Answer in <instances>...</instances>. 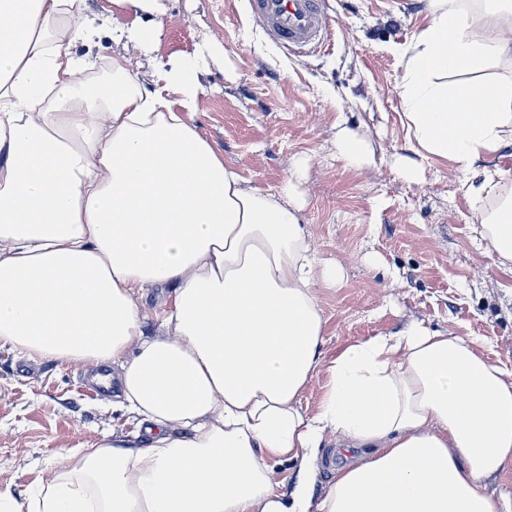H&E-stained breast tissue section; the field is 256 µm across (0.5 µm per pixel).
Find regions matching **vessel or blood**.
<instances>
[{
	"label": "vessel or blood",
	"instance_id": "obj_1",
	"mask_svg": "<svg viewBox=\"0 0 512 512\" xmlns=\"http://www.w3.org/2000/svg\"><path fill=\"white\" fill-rule=\"evenodd\" d=\"M252 22L285 52L322 49L331 34L326 0H247Z\"/></svg>",
	"mask_w": 512,
	"mask_h": 512
}]
</instances>
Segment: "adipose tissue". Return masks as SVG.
<instances>
[{"label": "adipose tissue", "mask_w": 512, "mask_h": 512, "mask_svg": "<svg viewBox=\"0 0 512 512\" xmlns=\"http://www.w3.org/2000/svg\"><path fill=\"white\" fill-rule=\"evenodd\" d=\"M421 2L400 85L419 159L398 172L453 162L479 203L512 176L486 162L512 146V81L482 80L512 61V0ZM81 3L0 0V343L111 364L138 437L72 449L34 496L0 488V512H512V370L415 321L325 356L318 289L342 269L318 262L292 183L250 186L186 118L211 48L141 81L160 0ZM104 34L125 49L108 90L65 50ZM500 197L481 235L512 273ZM149 288L171 291L152 335ZM324 448L352 460L319 495Z\"/></svg>", "instance_id": "adipose-tissue-1"}]
</instances>
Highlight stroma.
Listing matches in <instances>:
<instances>
[{"label": "stroma", "mask_w": 512, "mask_h": 512, "mask_svg": "<svg viewBox=\"0 0 512 512\" xmlns=\"http://www.w3.org/2000/svg\"><path fill=\"white\" fill-rule=\"evenodd\" d=\"M162 4V33L132 69L146 77L213 44L190 118L251 185L273 192L292 181L319 259L342 266L341 283L319 294L326 354L415 319L479 337L494 363L512 368V275L487 251L462 175L432 161L416 182L397 171L412 155L398 86L415 0H329L327 46L296 55L264 39L244 0ZM344 128L366 140L371 165L339 158ZM394 275L403 286L390 293ZM27 359L0 344V487L19 499L71 449L137 432L116 398L85 390L86 364L45 360L30 376L20 370Z\"/></svg>", "instance_id": "1"}]
</instances>
